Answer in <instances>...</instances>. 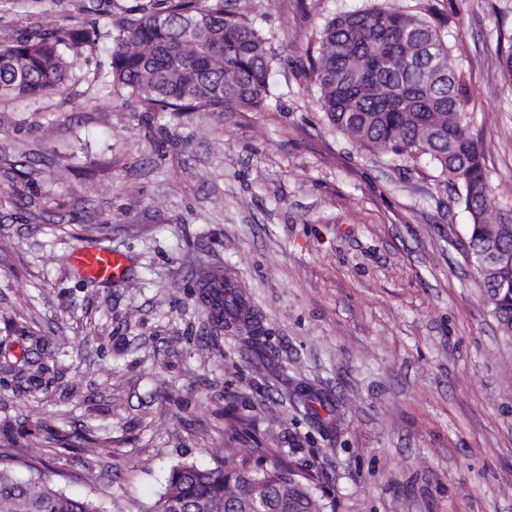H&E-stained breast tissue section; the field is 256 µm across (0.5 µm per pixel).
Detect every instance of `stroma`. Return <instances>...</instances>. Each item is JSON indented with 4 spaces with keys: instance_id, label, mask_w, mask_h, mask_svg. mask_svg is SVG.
<instances>
[{
    "instance_id": "obj_1",
    "label": "stroma",
    "mask_w": 512,
    "mask_h": 512,
    "mask_svg": "<svg viewBox=\"0 0 512 512\" xmlns=\"http://www.w3.org/2000/svg\"><path fill=\"white\" fill-rule=\"evenodd\" d=\"M83 3L0 6V41L98 33L62 93L0 100V349L28 346L22 322L46 341L50 380L0 369V460L63 430L91 438L51 466L59 488L110 496L114 512H146L177 462L252 448L316 462L336 512H512V337L466 258L468 214L426 162L395 169L317 103L307 49L326 18L365 0H228L272 39V95L187 114L101 95L113 17ZM392 4L447 21L495 203L512 211V88L498 59L512 0ZM96 244L125 255L123 281L77 271L73 253ZM206 273L242 283L272 364L233 333L209 340ZM298 381L337 400L333 433L294 409ZM229 405L250 438L231 440Z\"/></svg>"
}]
</instances>
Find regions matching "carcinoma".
I'll list each match as a JSON object with an SVG mask.
<instances>
[{
  "instance_id": "cac0c4a2",
  "label": "carcinoma",
  "mask_w": 512,
  "mask_h": 512,
  "mask_svg": "<svg viewBox=\"0 0 512 512\" xmlns=\"http://www.w3.org/2000/svg\"><path fill=\"white\" fill-rule=\"evenodd\" d=\"M114 23L110 69L103 94L138 100L146 112H222L252 109L270 95L275 54L270 39L224 0H148L124 6ZM97 33L76 26L50 35H19L0 44V99L60 93ZM504 81L512 87V35L500 51ZM310 75L329 124L353 144L394 162L426 158L469 215L465 244L491 312L512 336V295L491 293L494 274L482 255L495 250L512 268V217L488 227L491 175L474 137L462 69L448 47V30L418 12L376 4L335 14L322 24L310 54ZM198 302L211 338L224 330L243 337L249 351L271 360L261 316L245 305L238 281L203 279ZM31 356L5 368L33 381L45 367L43 337L22 326ZM296 404L321 427L330 419L327 395L301 389ZM59 448H38L22 468L0 463V512H112V501L71 496L55 488L47 462ZM313 463L299 464L272 448L202 466H172L163 491L146 512H335Z\"/></svg>"
}]
</instances>
